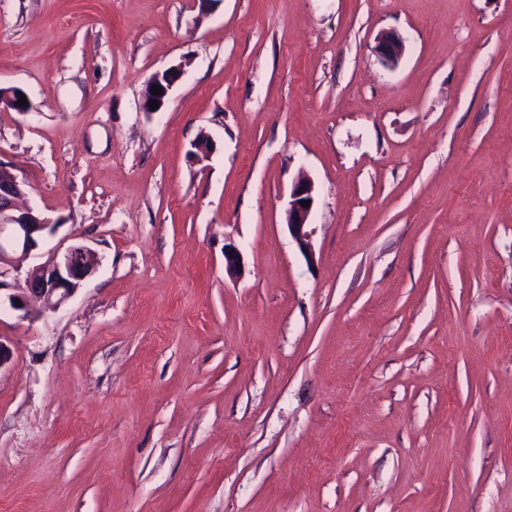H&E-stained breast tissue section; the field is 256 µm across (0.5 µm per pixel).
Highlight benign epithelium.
<instances>
[{
	"label": "benign epithelium",
	"instance_id": "1",
	"mask_svg": "<svg viewBox=\"0 0 512 512\" xmlns=\"http://www.w3.org/2000/svg\"><path fill=\"white\" fill-rule=\"evenodd\" d=\"M374 52L388 67L398 64L404 52L403 38L396 32H383L375 38ZM180 68L170 67L154 73L147 81L143 109L150 111V100H158V109H163L169 94L178 80ZM162 89L160 96L152 94V87ZM19 89L0 87V109H11L26 113L30 106H19ZM0 234L8 233L7 243L0 242V265L8 262V249H19L24 253L32 251L44 236L54 233L57 224L32 207H21L18 200L24 196L26 182L12 171L0 165ZM303 201H314V185L307 179L295 181L289 191L286 225L292 239L308 261L314 260L308 220L312 207L301 205ZM243 264L241 253L234 247L224 248V270L229 275H239ZM96 269L90 249L83 244H73L57 254L52 263L34 267L26 274L22 286L8 295L12 308L22 311V317L29 316L26 301L33 297L48 309H55L70 298L81 283Z\"/></svg>",
	"mask_w": 512,
	"mask_h": 512
}]
</instances>
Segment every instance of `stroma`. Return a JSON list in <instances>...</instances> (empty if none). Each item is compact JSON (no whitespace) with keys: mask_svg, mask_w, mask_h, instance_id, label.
I'll return each instance as SVG.
<instances>
[{"mask_svg":"<svg viewBox=\"0 0 512 512\" xmlns=\"http://www.w3.org/2000/svg\"><path fill=\"white\" fill-rule=\"evenodd\" d=\"M0 86V280L98 262L0 307V512H512V0H0ZM373 48L379 60L388 67L398 64L404 52L403 38L396 32H383L375 38ZM180 70V67H170L161 72L154 73L149 78L146 84L143 100V109L145 110V112H159L163 109L173 86L178 80ZM154 85H158L162 89V93H160V96H155L154 94H152V87ZM151 99L158 100V109H156L155 111L150 110ZM6 169V170H5ZM0 267L9 259L8 248L2 243V233L8 230L7 245L28 253L38 246L47 234H53L58 224L33 207H20L26 182L16 173L0 164ZM9 170V171H7ZM300 201H310V205L304 207ZM313 204V183L307 179L295 181L289 191L286 225L290 236L310 263L314 260V251L310 240L311 234L308 231V220ZM96 269L90 249L83 244H73L58 253L51 264L34 267L26 274L24 283L8 295L10 306L29 316L26 301L36 298L48 309H55L70 298L81 283ZM16 301L21 303L17 307Z\"/></svg>","mask_w":512,"mask_h":512,"instance_id":"1","label":"stroma"}]
</instances>
